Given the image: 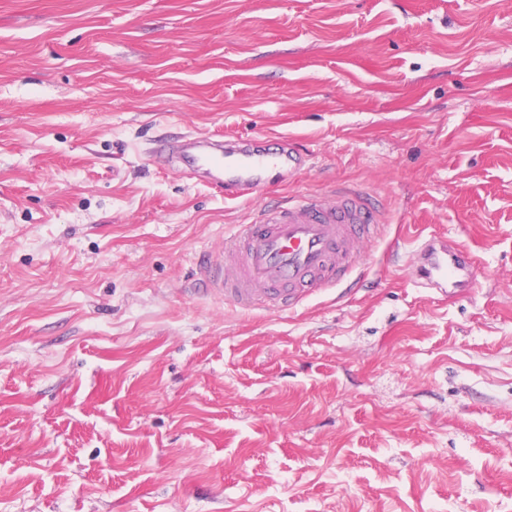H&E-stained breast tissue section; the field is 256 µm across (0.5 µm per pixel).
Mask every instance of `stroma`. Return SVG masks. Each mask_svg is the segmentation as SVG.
Here are the masks:
<instances>
[{
	"label": "stroma",
	"mask_w": 512,
	"mask_h": 512,
	"mask_svg": "<svg viewBox=\"0 0 512 512\" xmlns=\"http://www.w3.org/2000/svg\"><path fill=\"white\" fill-rule=\"evenodd\" d=\"M180 134L368 191L363 285L194 293L263 195L158 169ZM0 512H512V0H0ZM420 250V265L416 269L417 283L424 288H435L448 294V284L462 290L469 288L476 276V266L463 251H449L434 239L423 240Z\"/></svg>",
	"instance_id": "35a3bbf8"
}]
</instances>
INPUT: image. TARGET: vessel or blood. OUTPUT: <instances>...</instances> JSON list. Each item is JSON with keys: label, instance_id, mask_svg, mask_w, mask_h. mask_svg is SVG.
<instances>
[{"label": "vessel or blood", "instance_id": "b4317fda", "mask_svg": "<svg viewBox=\"0 0 512 512\" xmlns=\"http://www.w3.org/2000/svg\"><path fill=\"white\" fill-rule=\"evenodd\" d=\"M149 155L158 166L192 169L226 196L273 181L278 170L301 172L310 155L287 139L200 138L153 142ZM382 236V218L369 195L349 187L283 197L258 207L237 225L219 252L201 253L193 289L220 294L242 311L264 307L285 311L323 291L361 279L360 261ZM417 282L425 288L469 287L476 267L466 253L434 239L419 245Z\"/></svg>", "mask_w": 512, "mask_h": 512}]
</instances>
